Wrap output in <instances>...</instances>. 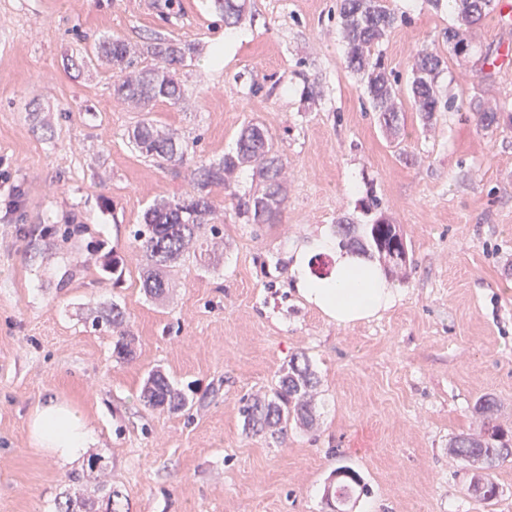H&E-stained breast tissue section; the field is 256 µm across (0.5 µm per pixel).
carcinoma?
<instances>
[{"label":"carcinoma","mask_w":512,"mask_h":512,"mask_svg":"<svg viewBox=\"0 0 512 512\" xmlns=\"http://www.w3.org/2000/svg\"><path fill=\"white\" fill-rule=\"evenodd\" d=\"M224 13V23L235 24L242 18L245 0H216ZM499 0H448V7L456 14L457 23L444 29L446 40L417 51L412 66L410 85L411 106L419 112L423 122L432 120L434 113L449 110L453 101L443 96L438 79L443 72L445 53H455L462 45L471 48L469 29L497 11ZM338 18L346 43V64L358 74L365 87L369 104L379 113V121L386 130L397 133L405 127L400 89L391 78L382 61L379 47L399 22L398 15L387 0H339ZM97 54L112 63L113 95L125 103L144 109L162 98L177 103L184 89L173 79L171 68L181 64L193 52L190 43H173L157 38L142 54L152 58V64L138 67L137 53L125 41L117 38L98 43ZM477 124L483 130L500 125L507 118L512 123V102L505 101L495 108H487L479 101L470 104ZM132 139L141 153L158 162H176L188 152V143L173 131L164 132L149 120L139 123L132 131ZM251 166L262 181V189L244 203V213L254 224L275 223L285 208L283 171L286 162L277 156L272 137L258 124H249L240 133L235 152L226 154L217 162L202 164L191 172L192 191L177 199H163L150 206L143 214V224L135 230L133 238L146 260L142 287L156 298L168 288L167 272L179 261L190 256V249L204 236L202 229L210 223L214 213L211 188L229 186L228 178L239 168ZM267 199L262 209L256 201ZM342 247L381 261L387 271L403 270L411 264L409 250L399 249L394 239L399 227L382 214L371 223L358 228L355 224L337 225ZM124 312L112 305L109 313L96 320L97 327L120 330L113 354L119 359L132 355L128 331L123 329ZM317 378L308 359L293 361L271 394L246 399L241 407L246 429L254 433H268L277 438L294 422L308 425L313 420V400ZM144 405L152 408L167 406L180 410L186 406L182 394L173 390L167 378L153 373L142 393ZM494 398L485 396L475 412L482 418V431L478 436L462 434L453 444L455 456L464 464L481 463L490 469L495 463L512 453L505 431L496 424L493 415ZM343 478L338 481L336 494L344 498L360 486L358 474L346 467L339 469ZM477 497L489 503L498 494L497 484L489 478L474 481ZM95 493L80 501L67 499L58 503L57 512H94Z\"/></svg>","instance_id":"cac0c4a2"}]
</instances>
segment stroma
I'll list each match as a JSON object with an SVG mask.
<instances>
[{
	"mask_svg": "<svg viewBox=\"0 0 512 512\" xmlns=\"http://www.w3.org/2000/svg\"><path fill=\"white\" fill-rule=\"evenodd\" d=\"M389 6L403 21L380 52L405 90L416 52L455 17L427 0ZM112 37L194 44L175 68L184 98L147 114L188 143L183 162L133 145L146 115L113 96L111 64L85 59ZM469 39L439 77L454 108L426 125L404 105L395 140L346 67L336 0H247L231 26L215 0H0V512H56L99 483L128 512H512V456L490 469L499 494L487 504L472 490L478 468L450 448L479 433L486 395L512 431V125L481 129L468 108L512 100V58L490 78L472 73L512 29L492 15ZM251 122L287 161L280 222L240 213L255 187L243 168L211 190L214 262L175 267L149 297L133 239L145 210L185 195L191 170L234 151ZM371 196L412 264L391 308L339 326L293 294L288 251L339 218L370 223ZM70 217L83 230L68 241ZM115 303L134 338L125 360L117 332L93 326ZM302 356L318 380L312 425L246 431L244 398ZM155 371L184 409L144 406ZM52 394L84 413L104 472L33 445L28 418ZM341 467L363 484L342 506Z\"/></svg>",
	"mask_w": 512,
	"mask_h": 512,
	"instance_id": "stroma-1",
	"label": "stroma"
}]
</instances>
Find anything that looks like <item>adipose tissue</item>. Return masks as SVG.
I'll use <instances>...</instances> for the list:
<instances>
[{"instance_id": "ef3b65f1", "label": "adipose tissue", "mask_w": 512, "mask_h": 512, "mask_svg": "<svg viewBox=\"0 0 512 512\" xmlns=\"http://www.w3.org/2000/svg\"><path fill=\"white\" fill-rule=\"evenodd\" d=\"M318 255L331 256L329 275L319 277L311 272L308 259ZM292 271L298 294L339 326L378 317L397 298L395 288L374 262L343 249L332 250L325 234L295 253ZM28 430L36 447L63 464L82 459L93 441L83 414L56 395L36 405Z\"/></svg>"}]
</instances>
